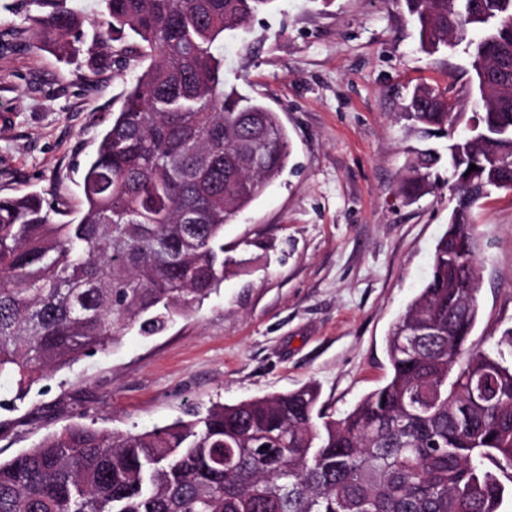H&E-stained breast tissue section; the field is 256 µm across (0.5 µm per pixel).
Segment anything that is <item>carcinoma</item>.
<instances>
[{
    "mask_svg": "<svg viewBox=\"0 0 512 512\" xmlns=\"http://www.w3.org/2000/svg\"><path fill=\"white\" fill-rule=\"evenodd\" d=\"M26 31L66 61L146 63L83 175L75 221L0 196V376L16 396L162 332L224 281V224L286 167L276 112L224 80V34L275 0H31ZM422 50L466 43L483 111L448 133L456 205L431 273L387 337L390 375L335 418L313 385L143 432L68 425L0 460V512H500L512 496V365L468 344L479 317L473 208L512 189V0H402ZM93 28L87 38L84 27ZM406 117L451 129L448 90ZM440 157L407 161L409 200ZM477 169L469 170L470 165Z\"/></svg>",
    "mask_w": 512,
    "mask_h": 512,
    "instance_id": "obj_1",
    "label": "carcinoma"
}]
</instances>
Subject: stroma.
<instances>
[{"label":"stroma","mask_w":512,"mask_h":512,"mask_svg":"<svg viewBox=\"0 0 512 512\" xmlns=\"http://www.w3.org/2000/svg\"><path fill=\"white\" fill-rule=\"evenodd\" d=\"M29 0H0V196L82 207V178L109 113L139 70L94 71L13 35ZM463 49L429 55L400 0H276L224 36V76L277 112L293 151L282 174L224 226V281L155 336L122 340L17 396L0 379V457L73 423L149 430L316 385L332 414L390 373L386 339L418 294L455 205L448 137L404 116L416 85L478 112ZM412 148L441 159L437 187L406 200ZM480 318L469 342L512 354V190L475 210Z\"/></svg>","instance_id":"obj_1"}]
</instances>
